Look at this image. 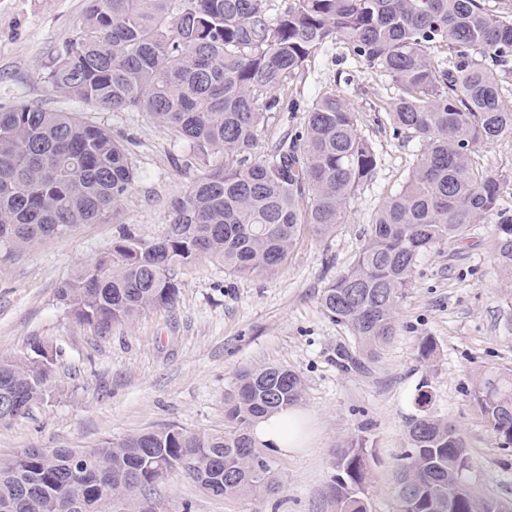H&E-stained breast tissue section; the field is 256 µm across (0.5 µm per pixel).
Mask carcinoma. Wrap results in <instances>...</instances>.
I'll return each instance as SVG.
<instances>
[{"label":"carcinoma","mask_w":512,"mask_h":512,"mask_svg":"<svg viewBox=\"0 0 512 512\" xmlns=\"http://www.w3.org/2000/svg\"><path fill=\"white\" fill-rule=\"evenodd\" d=\"M347 42L382 72L398 95L389 116L397 133L421 142L402 188L380 203L353 266L322 291L323 311L347 327L365 359L395 331L398 302L421 257L466 238L479 215L496 219L492 253L512 278V211L499 178L473 166L479 148L512 134V16L486 0H86L73 36L52 59L45 82L86 105L137 109L173 130L189 158L221 159L168 205L152 240L121 225L112 252L57 289L70 316L100 337L150 308L175 305L170 271L206 254L239 274L272 276L301 230L320 237L346 223L347 205L370 180L378 156L341 95L308 104L301 129L264 159L247 153L271 114L277 91L298 83L324 43ZM446 48L448 56L435 55ZM127 149L80 112L21 104L0 112V252L26 250L80 224L105 221L132 189ZM58 351L39 342L0 359V400L18 393L32 409L52 395ZM302 378L279 365L240 371L224 399L222 434L178 426L93 448L29 450L0 461V512H61L80 494V512H142L160 482L157 461L213 496L274 495L280 484L250 436L255 421L299 404ZM420 408L408 422L410 451L393 488L398 512H475L479 497L457 478L456 427ZM473 401L492 438L512 444V372L483 374ZM364 438L331 452L329 499L336 512H369Z\"/></svg>","instance_id":"cac0c4a2"}]
</instances>
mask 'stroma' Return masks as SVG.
<instances>
[{
	"label": "stroma",
	"mask_w": 512,
	"mask_h": 512,
	"mask_svg": "<svg viewBox=\"0 0 512 512\" xmlns=\"http://www.w3.org/2000/svg\"><path fill=\"white\" fill-rule=\"evenodd\" d=\"M84 7L85 0H0V108L27 102L84 113L126 146L137 173L117 223L82 224L14 257L0 255V358L22 355L35 340L63 351L54 367L53 399L0 423V458L27 448H91L168 425L223 432L224 398L238 373L274 364L302 377L300 407L311 418L308 448L286 456L264 451L281 491L215 497L172 473L155 488L169 512L186 506L191 512H334L327 495L330 450L351 437L365 438L373 455L370 512H397L394 477L409 450L414 394L424 383L433 395L431 413L456 425L465 440L474 490L512 503V447H499L491 437L472 397L479 372L512 369V281L501 278L490 250L494 217H478L464 242L423 255L398 302L395 334L375 360L352 365L351 333L319 304L323 288L354 263L379 203L403 185L421 150L417 139L396 133L390 123L394 85L342 41L315 52L304 83L280 90L298 109L278 113L251 154L267 155L280 133L300 128L304 108L316 97L343 95L380 157L372 180L351 200L347 223L327 237L301 231L287 263L271 277L237 274L208 256L176 267L174 307L145 311L107 338L71 319L57 299L59 285L107 255L118 224L156 238L170 199L205 170L187 164L183 142L147 113L86 107L44 83L46 67ZM472 160L499 176L512 207V135ZM425 337L436 348L429 359L418 351Z\"/></svg>",
	"instance_id": "stroma-1"
}]
</instances>
